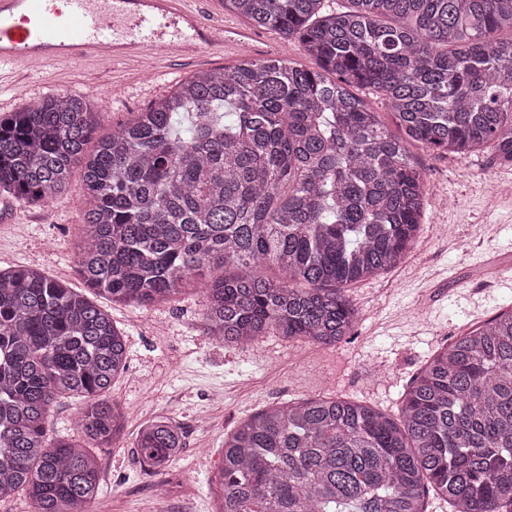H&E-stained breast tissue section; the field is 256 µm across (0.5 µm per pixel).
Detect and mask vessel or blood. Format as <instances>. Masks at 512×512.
<instances>
[{
    "mask_svg": "<svg viewBox=\"0 0 512 512\" xmlns=\"http://www.w3.org/2000/svg\"><path fill=\"white\" fill-rule=\"evenodd\" d=\"M224 44L189 0H0V72L62 62L124 65L144 51L195 56Z\"/></svg>",
    "mask_w": 512,
    "mask_h": 512,
    "instance_id": "b4317fda",
    "label": "vessel or blood"
}]
</instances>
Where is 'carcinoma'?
<instances>
[{
	"mask_svg": "<svg viewBox=\"0 0 512 512\" xmlns=\"http://www.w3.org/2000/svg\"><path fill=\"white\" fill-rule=\"evenodd\" d=\"M225 2L312 65L198 72L90 153L96 107L40 98L0 116V191L48 202L79 167L88 289L148 309L231 266L204 288L212 340L273 330L332 346L359 317L345 286L398 266L422 230L428 178L409 144L490 148L512 167V0H348L325 15L323 0ZM356 88L389 101L401 134ZM126 363L100 305L36 267L0 269V499L96 512L94 449L120 439L110 393ZM61 397L83 404L78 440L54 433ZM183 445L158 416L135 448L160 471ZM216 483L217 512H428L429 494L448 512H512V312L435 352L396 419L328 396L252 413L224 436Z\"/></svg>",
	"mask_w": 512,
	"mask_h": 512,
	"instance_id": "cac0c4a2",
	"label": "carcinoma"
}]
</instances>
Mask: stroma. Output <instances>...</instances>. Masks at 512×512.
<instances>
[{
	"instance_id": "obj_1",
	"label": "stroma",
	"mask_w": 512,
	"mask_h": 512,
	"mask_svg": "<svg viewBox=\"0 0 512 512\" xmlns=\"http://www.w3.org/2000/svg\"><path fill=\"white\" fill-rule=\"evenodd\" d=\"M193 8L224 17L236 40L192 60L150 57L111 69L97 64L10 70L0 83V115L28 98L56 93L81 97L101 110L97 137L193 74L230 67L244 58L275 56L305 62L300 43L257 28L224 0H192ZM411 151L425 168L430 195L421 234L396 268L348 285L360 318L333 346L286 342L270 335L247 350L227 349L204 333L201 287H188L148 310L117 304L107 309L128 347L126 371L111 396L125 415L121 438L96 451L98 512H215L210 479L224 459V436L255 410L292 398L339 394L396 411L412 377L455 336L512 307V170L493 166L484 153L467 158ZM82 173L46 204L0 194V268L27 264L74 288L82 222ZM163 415L180 424L185 444L169 466L170 498L149 492L157 481L133 443L140 427Z\"/></svg>"
}]
</instances>
